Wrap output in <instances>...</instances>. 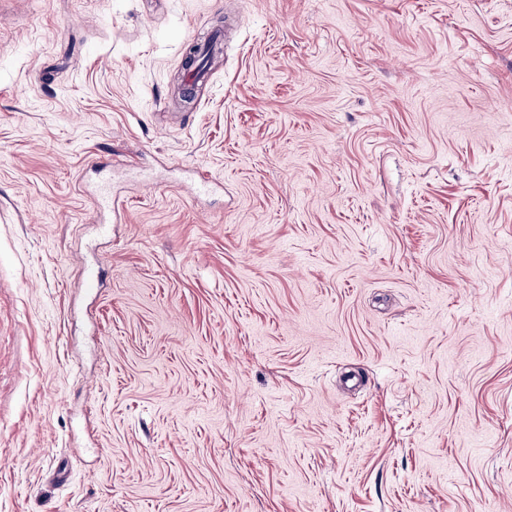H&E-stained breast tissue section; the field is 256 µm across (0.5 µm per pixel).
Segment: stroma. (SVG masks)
<instances>
[{
	"instance_id": "stroma-1",
	"label": "stroma",
	"mask_w": 512,
	"mask_h": 512,
	"mask_svg": "<svg viewBox=\"0 0 512 512\" xmlns=\"http://www.w3.org/2000/svg\"><path fill=\"white\" fill-rule=\"evenodd\" d=\"M0 512H512V0H0Z\"/></svg>"
}]
</instances>
